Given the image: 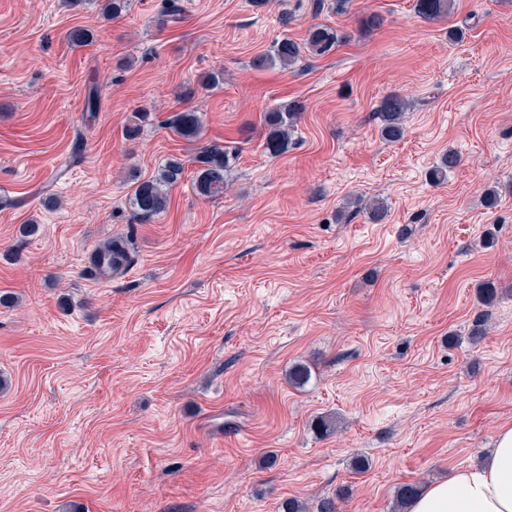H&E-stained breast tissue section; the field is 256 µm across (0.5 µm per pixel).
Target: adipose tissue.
<instances>
[{"mask_svg": "<svg viewBox=\"0 0 512 512\" xmlns=\"http://www.w3.org/2000/svg\"><path fill=\"white\" fill-rule=\"evenodd\" d=\"M409 512H512V425L500 427L493 452L425 488Z\"/></svg>", "mask_w": 512, "mask_h": 512, "instance_id": "ef3b65f1", "label": "adipose tissue"}]
</instances>
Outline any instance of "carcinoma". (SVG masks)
I'll list each match as a JSON object with an SVG mask.
<instances>
[{"mask_svg": "<svg viewBox=\"0 0 512 512\" xmlns=\"http://www.w3.org/2000/svg\"><path fill=\"white\" fill-rule=\"evenodd\" d=\"M98 6L100 14L109 21L127 13L131 9L132 0H100ZM454 8V0H416L415 3L416 12L428 21L446 18L453 13ZM338 43L339 36L336 31L327 25L319 24L308 29L305 46L314 54L325 56L335 49ZM300 56V44L284 36L274 43L271 53L256 58L254 66L263 69L277 64L283 69H290L298 62ZM407 110L408 103L396 94L383 99L380 105V133L384 141L397 142L404 138V114ZM298 111L297 106L287 104L264 113V148L269 154L277 156L286 152L295 131V117ZM166 126L174 135L188 143L198 141L203 130L200 115L191 109L171 113L166 119ZM232 159L233 150L226 146L201 148L194 158L197 170L192 181L200 196L213 199L224 195L227 188L226 173ZM459 162L458 154L448 151L442 155L439 164L430 171L429 179L434 183L446 181L448 172L454 170ZM184 171L183 160L171 157L159 167L155 175L134 181L126 199L131 223L149 224L166 212L170 205L171 189L181 181ZM356 207L376 222L383 220L387 214V205L377 197L359 200ZM132 262L128 235L121 234L98 247L94 268L98 274L110 276L126 270ZM419 492V487L414 484L402 486L396 495L395 510L403 512L410 500Z\"/></svg>", "mask_w": 512, "mask_h": 512, "instance_id": "carcinoma-1", "label": "carcinoma"}]
</instances>
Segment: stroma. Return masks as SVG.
Listing matches in <instances>:
<instances>
[{"label": "stroma", "instance_id": "1", "mask_svg": "<svg viewBox=\"0 0 512 512\" xmlns=\"http://www.w3.org/2000/svg\"><path fill=\"white\" fill-rule=\"evenodd\" d=\"M331 3L180 0L163 22L161 0H134L107 22L94 0H0V512H391L512 423V0H455L440 22L415 0ZM316 24L333 52L253 67ZM76 26L99 40L70 44ZM390 94L410 103L397 143L379 132ZM286 103L300 114L272 157L263 116ZM185 109L199 144L165 125ZM202 145L236 149L217 200L192 186ZM171 156L187 166L169 210L130 223L132 178ZM118 233L133 263L100 279L85 256Z\"/></svg>", "mask_w": 512, "mask_h": 512}]
</instances>
